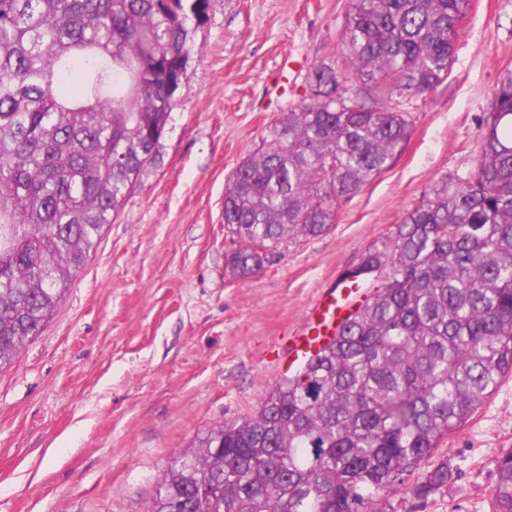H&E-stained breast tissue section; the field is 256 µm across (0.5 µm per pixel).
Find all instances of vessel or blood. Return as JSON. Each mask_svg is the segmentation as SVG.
I'll return each instance as SVG.
<instances>
[{"mask_svg":"<svg viewBox=\"0 0 512 512\" xmlns=\"http://www.w3.org/2000/svg\"><path fill=\"white\" fill-rule=\"evenodd\" d=\"M364 288L346 281L326 289L308 307L299 326L289 335L284 359L289 369H297L318 353L335 336L339 326L362 303Z\"/></svg>","mask_w":512,"mask_h":512,"instance_id":"obj_1","label":"vessel or blood"}]
</instances>
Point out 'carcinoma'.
Listing matches in <instances>:
<instances>
[{"label": "carcinoma", "mask_w": 512, "mask_h": 512, "mask_svg": "<svg viewBox=\"0 0 512 512\" xmlns=\"http://www.w3.org/2000/svg\"><path fill=\"white\" fill-rule=\"evenodd\" d=\"M469 0H350L310 91L224 189L227 266L316 237L412 134L353 83L428 91L447 77ZM209 0H0V370L41 335L143 168ZM465 176L445 177L359 266L381 283L255 410L197 438L147 512H374L512 374V72ZM448 484V461L425 486ZM492 512H512V449Z\"/></svg>", "instance_id": "carcinoma-1"}]
</instances>
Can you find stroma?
Here are the masks:
<instances>
[{
    "mask_svg": "<svg viewBox=\"0 0 512 512\" xmlns=\"http://www.w3.org/2000/svg\"><path fill=\"white\" fill-rule=\"evenodd\" d=\"M349 0H210L156 161L41 336L0 370V512H146L197 436L252 412L286 372L276 352L320 290L446 176L472 170L491 91L512 71V0H470L451 73L427 92H377L412 135L318 237L290 239L251 278L225 255L224 188L299 103L336 45ZM512 448V377L377 512H490Z\"/></svg>",
    "mask_w": 512,
    "mask_h": 512,
    "instance_id": "obj_1",
    "label": "stroma"
}]
</instances>
